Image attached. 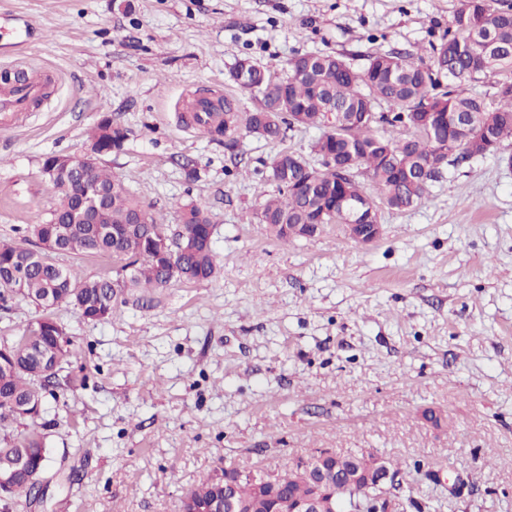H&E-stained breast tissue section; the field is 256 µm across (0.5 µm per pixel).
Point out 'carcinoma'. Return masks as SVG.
<instances>
[{
  "label": "carcinoma",
  "instance_id": "1",
  "mask_svg": "<svg viewBox=\"0 0 512 512\" xmlns=\"http://www.w3.org/2000/svg\"><path fill=\"white\" fill-rule=\"evenodd\" d=\"M430 48L427 56L375 52L361 70L340 54H298L288 61L282 78L244 59L232 72L243 73L237 85L255 100L253 109L242 111L226 99L222 112H190L181 120L224 138L227 149L234 148L243 131L282 140L296 126L321 130L313 146L322 159L320 166L287 150L271 162L278 196L266 200L256 218L280 241L308 236V224L343 223L336 203L347 194L378 202L376 214L381 205L404 210L425 198L448 165L493 154L512 140V6L460 0L448 29ZM491 76L497 77L491 100L465 91L466 85ZM381 103L391 113H406L415 134L400 140L381 135L378 128L393 125L384 112L373 119ZM128 137L125 127L105 117L89 152L119 151ZM60 159L52 154L43 161L56 204L33 235L54 253L112 255L123 264L114 278L82 280L50 257L37 261L31 249L3 243L0 297L18 295L46 310L70 305L95 323L111 320L121 297L137 288H163L173 281H204L214 275L212 224L204 209L192 202L184 205L181 224L173 233L152 213L148 223L140 224V214L148 207L122 180L90 164L84 182H74L64 174ZM100 191L105 192L102 223H73L74 214ZM165 234L183 244L173 263L153 248L155 239ZM71 355V339L51 317L31 324L13 343L0 345V423L33 422L23 436L0 438V470L22 455L30 472L41 475L47 470L50 450L36 419L50 383ZM310 492L295 469L271 475L263 498L248 476L234 487L245 512H292L294 503ZM327 492L334 497L337 512H347L352 498L366 495L342 479Z\"/></svg>",
  "mask_w": 512,
  "mask_h": 512
}]
</instances>
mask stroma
<instances>
[{"instance_id": "35a3bbf8", "label": "stroma", "mask_w": 512, "mask_h": 512, "mask_svg": "<svg viewBox=\"0 0 512 512\" xmlns=\"http://www.w3.org/2000/svg\"><path fill=\"white\" fill-rule=\"evenodd\" d=\"M460 0H0L23 46L4 74L52 82L0 115V242H27L56 199L51 154L80 156L105 117L129 131L99 164L170 228L193 202L213 223L212 278L137 292L112 321L0 301V342L51 315L74 341L40 419L51 462L0 512H180L224 468L279 472L311 454L390 461V512H512V144L448 167L421 203L380 209L364 245L341 224L281 243L257 212L284 149L319 158L315 127L234 149L181 122L238 99L243 58L285 76L298 53H423ZM194 167L197 179L186 176Z\"/></svg>"}]
</instances>
